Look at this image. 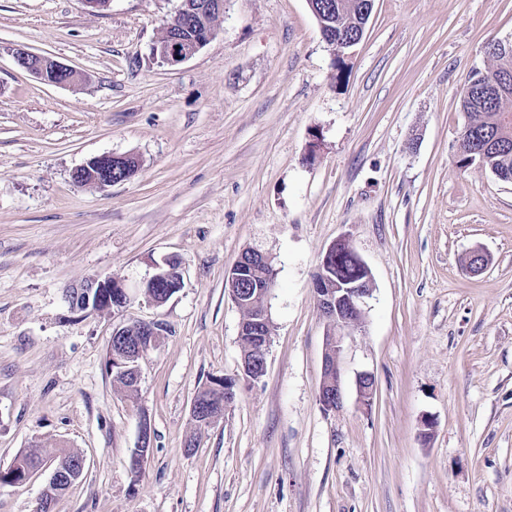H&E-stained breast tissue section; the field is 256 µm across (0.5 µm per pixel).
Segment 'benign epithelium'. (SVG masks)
<instances>
[{
	"label": "benign epithelium",
	"mask_w": 512,
	"mask_h": 512,
	"mask_svg": "<svg viewBox=\"0 0 512 512\" xmlns=\"http://www.w3.org/2000/svg\"><path fill=\"white\" fill-rule=\"evenodd\" d=\"M224 11V0H181L175 19L181 26L173 28L168 25L165 33L151 48V54L160 64L177 66L198 54L215 34L214 19ZM16 65L28 72L35 79L51 85L67 86L80 80V74L71 67L50 57L32 53L24 48L13 51ZM132 160V155L105 154L93 157L75 168L72 180L78 185H85L86 178H91L93 187L105 190L118 183L113 178V170ZM265 262L268 257L259 251L251 250L248 258H239L230 269L228 277L238 280L247 279L248 269L253 261ZM363 278L348 283L332 282L327 276L314 281L315 298L319 309L328 320L331 331L326 341L330 348L324 354L330 359L323 360L326 373L322 374L318 399L323 408L338 409L343 404V388L337 360L342 351L344 338L361 324L359 317L364 314L366 299L373 291V281L369 267L359 261ZM166 294L179 291L183 286L182 277H174L165 271L164 266L156 267L151 276ZM77 295L85 297V304L72 305L70 309L86 315L99 314L98 304L107 303L114 311L125 309L136 299L139 290L131 289L122 281L111 277L94 276L75 286ZM375 393V380L369 373L359 376L357 394L359 401L366 407L371 406Z\"/></svg>",
	"instance_id": "1"
}]
</instances>
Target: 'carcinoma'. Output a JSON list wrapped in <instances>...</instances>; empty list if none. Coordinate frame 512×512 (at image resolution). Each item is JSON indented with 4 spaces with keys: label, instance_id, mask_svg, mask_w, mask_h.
Segmentation results:
<instances>
[{
    "label": "carcinoma",
    "instance_id": "obj_1",
    "mask_svg": "<svg viewBox=\"0 0 512 512\" xmlns=\"http://www.w3.org/2000/svg\"><path fill=\"white\" fill-rule=\"evenodd\" d=\"M364 0H314V8L326 20L328 27L336 32V39L343 42L353 38L363 24L365 17L362 8ZM486 49L494 60L495 66L485 74H476L467 84L461 98V107L469 121L464 126L459 141V165L467 168L478 164L489 169L503 181H512V109L506 108V102L512 100V88L507 96L501 95L505 84L506 69H512V41L492 40ZM327 274L331 279L356 280L361 278V270L354 253L341 249L328 259L320 262L318 273ZM276 273L272 264L259 263L252 272V277L259 286L275 282ZM265 308V297L254 295L243 304V319L249 321ZM242 356L247 366L260 370L262 351L257 337H240ZM107 370L130 398L138 395V382L133 372L132 361L127 366L118 367L107 358ZM201 403L212 413L224 414L221 403L224 402V383L214 379L198 391ZM29 473H34L47 462L54 467L67 469L80 457V453L63 446L51 450L30 451L24 453Z\"/></svg>",
    "mask_w": 512,
    "mask_h": 512
}]
</instances>
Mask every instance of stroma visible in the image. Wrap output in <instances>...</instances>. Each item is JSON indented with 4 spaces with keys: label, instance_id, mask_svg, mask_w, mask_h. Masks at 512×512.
Returning <instances> with one entry per match:
<instances>
[{
    "label": "stroma",
    "instance_id": "obj_1",
    "mask_svg": "<svg viewBox=\"0 0 512 512\" xmlns=\"http://www.w3.org/2000/svg\"><path fill=\"white\" fill-rule=\"evenodd\" d=\"M180 3L0 0V467L38 446L83 454L54 512H512V182L458 164L460 98L493 67L486 43L512 38V0H375L340 57L308 0H224L213 39L170 67L151 47ZM19 46L82 82L34 79ZM102 154L139 168L75 185ZM342 237L373 293L327 412L313 280ZM249 249L276 271L254 382L225 288ZM167 259L183 286L162 306L85 317L64 300L96 274L136 286ZM133 320L168 326L134 400L106 368ZM224 377L233 401L196 430V392ZM49 478L0 485V512H33ZM132 156L133 155L130 154H105L93 157L73 170L71 174L72 180L78 185L85 186L86 178L91 176L90 183L92 186L101 190H105L112 185L127 181L125 179L116 180V178H113V170L117 168V166L122 167L123 164H127L130 160L135 161L137 168V161Z\"/></svg>",
    "mask_w": 512,
    "mask_h": 512
}]
</instances>
